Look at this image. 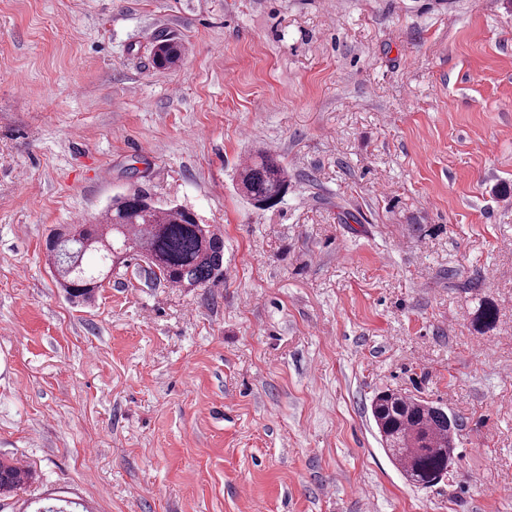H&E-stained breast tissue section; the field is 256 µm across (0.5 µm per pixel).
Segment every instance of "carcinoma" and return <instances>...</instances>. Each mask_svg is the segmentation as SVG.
Segmentation results:
<instances>
[{"label": "carcinoma", "mask_w": 512, "mask_h": 512, "mask_svg": "<svg viewBox=\"0 0 512 512\" xmlns=\"http://www.w3.org/2000/svg\"><path fill=\"white\" fill-rule=\"evenodd\" d=\"M184 54L181 43L159 39L153 51L155 66L173 69ZM237 190L261 210L281 202L288 191L284 166L264 151L256 152L238 169ZM53 275L71 298L89 299L124 254L145 256L164 273L173 288H202L223 276L224 240L197 214L182 205L159 207L149 194L133 189L112 200L103 220L76 224L55 233L46 244ZM92 253L97 263L86 265ZM497 310L483 302L475 322L488 328ZM370 412L380 440L403 478L416 487L435 485L437 474L456 462L460 424L442 407L424 399L383 390L374 396ZM32 479L30 469L0 460V495L10 494Z\"/></svg>", "instance_id": "carcinoma-1"}]
</instances>
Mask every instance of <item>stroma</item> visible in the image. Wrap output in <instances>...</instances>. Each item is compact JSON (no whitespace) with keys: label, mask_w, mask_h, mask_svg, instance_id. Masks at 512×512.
Listing matches in <instances>:
<instances>
[{"label":"stroma","mask_w":512,"mask_h":512,"mask_svg":"<svg viewBox=\"0 0 512 512\" xmlns=\"http://www.w3.org/2000/svg\"><path fill=\"white\" fill-rule=\"evenodd\" d=\"M136 187L223 279L69 301L47 236ZM386 387L460 420L447 480L404 481ZM0 458V512H512V0H0ZM159 39L156 41L153 51L155 66L162 69H173L178 66L184 54V47L180 42L172 38ZM237 190L261 210L275 207L288 191L284 166L264 151L256 152L238 169ZM32 479L30 469L21 468L15 463L0 460V495L10 494Z\"/></svg>","instance_id":"stroma-1"}]
</instances>
